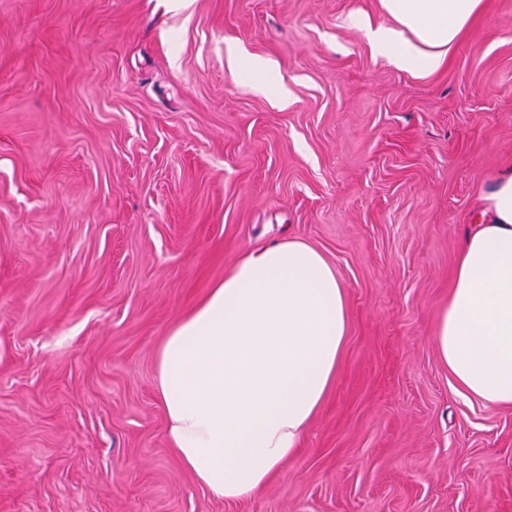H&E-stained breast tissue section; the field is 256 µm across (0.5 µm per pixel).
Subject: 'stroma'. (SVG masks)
<instances>
[{
  "mask_svg": "<svg viewBox=\"0 0 512 512\" xmlns=\"http://www.w3.org/2000/svg\"><path fill=\"white\" fill-rule=\"evenodd\" d=\"M380 0H0V512H512V408L434 342L466 225L512 166V0L432 72ZM271 60L264 79L234 71ZM347 292L336 379L260 494L198 484L155 357L246 251Z\"/></svg>",
  "mask_w": 512,
  "mask_h": 512,
  "instance_id": "obj_1",
  "label": "stroma"
}]
</instances>
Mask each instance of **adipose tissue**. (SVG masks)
<instances>
[{
    "instance_id": "adipose-tissue-1",
    "label": "adipose tissue",
    "mask_w": 512,
    "mask_h": 512,
    "mask_svg": "<svg viewBox=\"0 0 512 512\" xmlns=\"http://www.w3.org/2000/svg\"><path fill=\"white\" fill-rule=\"evenodd\" d=\"M390 27L376 55L432 71L482 0H380ZM464 234L435 343L457 387L512 407V167ZM346 290L314 247L284 237L243 254L178 320L156 354L169 440L204 488L228 502L259 494L301 448L336 377Z\"/></svg>"
}]
</instances>
